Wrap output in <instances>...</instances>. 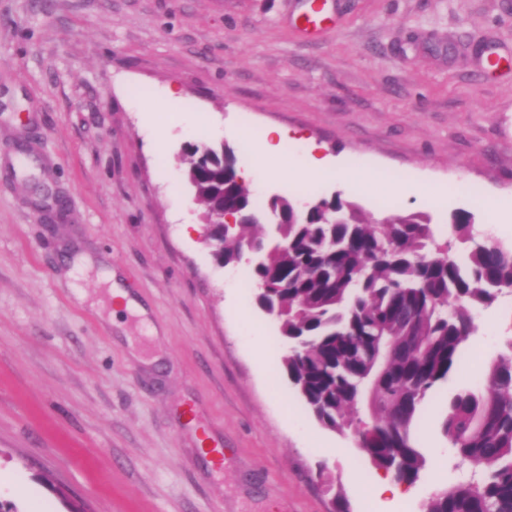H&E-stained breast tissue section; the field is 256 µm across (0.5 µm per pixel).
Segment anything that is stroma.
<instances>
[{
    "mask_svg": "<svg viewBox=\"0 0 512 512\" xmlns=\"http://www.w3.org/2000/svg\"><path fill=\"white\" fill-rule=\"evenodd\" d=\"M0 0V504L15 512H424L461 477L448 401L484 387L512 338V297L475 315L459 368L426 398L423 476L375 496L380 470L322 427L283 367L288 343L246 263H219L181 160L235 129L297 132L253 188L342 198L374 217L459 212L512 241V0ZM162 102L156 117L141 99ZM376 184L298 181L309 149ZM64 209H42L32 179ZM439 185L436 202L421 190ZM501 200L504 213L486 206ZM137 301L115 310L108 274ZM29 495H19L16 485Z\"/></svg>",
    "mask_w": 512,
    "mask_h": 512,
    "instance_id": "1",
    "label": "stroma"
}]
</instances>
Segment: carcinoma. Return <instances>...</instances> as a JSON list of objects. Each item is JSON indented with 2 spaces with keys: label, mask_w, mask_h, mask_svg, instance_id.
<instances>
[{
  "label": "carcinoma",
  "mask_w": 512,
  "mask_h": 512,
  "mask_svg": "<svg viewBox=\"0 0 512 512\" xmlns=\"http://www.w3.org/2000/svg\"><path fill=\"white\" fill-rule=\"evenodd\" d=\"M182 163L204 217L224 208L241 218L235 236L213 237L215 256L238 262L248 244L264 252L249 276L258 304L291 341L283 364L298 396L322 426L351 432L373 467L417 482L421 406L460 366L474 311L512 288V243H474L472 217L461 212L450 224L463 245L456 255L435 239L426 215L375 218L339 197L338 224L326 223V199L305 219L294 217L292 200L271 198L265 209L281 212L284 223L267 242L234 149L196 146ZM484 377L485 390L450 398L442 422L472 476L432 498L426 512H512V352ZM319 478L336 512H349L327 467Z\"/></svg>",
  "instance_id": "1"
}]
</instances>
